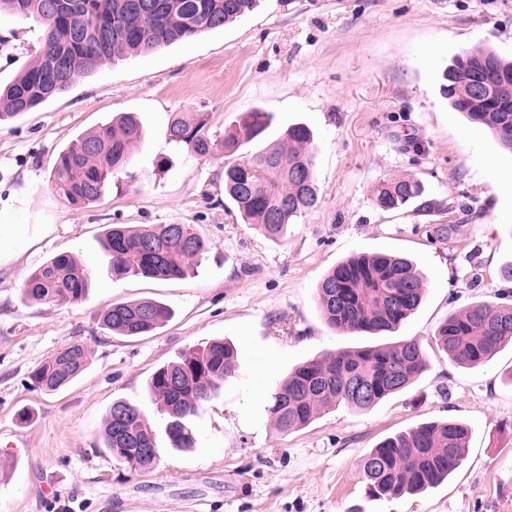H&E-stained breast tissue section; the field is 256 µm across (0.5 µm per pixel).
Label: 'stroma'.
Listing matches in <instances>:
<instances>
[{
    "label": "stroma",
    "instance_id": "obj_1",
    "mask_svg": "<svg viewBox=\"0 0 512 512\" xmlns=\"http://www.w3.org/2000/svg\"><path fill=\"white\" fill-rule=\"evenodd\" d=\"M31 16L0 13V84L41 47ZM512 59V0H257L224 28L127 56L66 93L0 124V223L20 225L30 248L0 266V512H512V345L486 364L449 362L435 340L448 314L477 301L512 305V153L454 111L440 91L453 59L474 47ZM259 108L272 123L253 152L307 125L317 152L316 207L284 239L244 223L224 196L223 153L202 158L168 140L178 112H202L211 133ZM131 114L143 140L103 196L83 207L50 187L59 152ZM407 176L423 194L395 212L374 190ZM451 224L448 237L435 233ZM112 224H191L207 251L185 277L113 279L99 246ZM410 258L426 296L394 332L343 334L323 321L316 285L362 253ZM84 261L79 303L32 304L29 275L53 256ZM152 299L171 320L154 334L101 329L111 304ZM417 340L427 370L406 390L361 411L340 404L282 433L271 391L297 365L341 347ZM233 342L239 368L192 424L191 450L173 449L167 414L147 383L187 348ZM84 344L89 366L48 394L30 372ZM138 405L160 462L142 474L103 449L113 402ZM471 430L469 453L438 487L392 499L367 496L364 455L384 438L433 420Z\"/></svg>",
    "mask_w": 512,
    "mask_h": 512
}]
</instances>
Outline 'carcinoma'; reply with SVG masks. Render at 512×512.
<instances>
[{"label":"carcinoma","instance_id":"1","mask_svg":"<svg viewBox=\"0 0 512 512\" xmlns=\"http://www.w3.org/2000/svg\"><path fill=\"white\" fill-rule=\"evenodd\" d=\"M255 0H0V12L34 16L44 25L40 51L31 65L0 86V122L37 110L73 83L116 57L152 53L176 42L233 22L252 10ZM481 72L487 84L512 82V61L477 47L455 57L442 74L450 106L472 123L488 128L512 153V98H478L471 76ZM272 115L261 109L241 113L223 137L208 135L207 115L179 113L169 126V141L207 157L237 153L262 135ZM142 138L131 115L112 120L62 150L51 175V188L70 205L98 199L112 175L125 168ZM316 153L311 130L289 127L280 142L224 165L226 196L247 224L280 238L291 221L318 202ZM422 188L402 176L381 182L376 205L397 210L420 197ZM110 256L112 278L129 275L156 280L179 279L198 262L205 241L191 224H160L130 229L114 224L101 242ZM91 285L86 265L56 255L31 273L23 295L36 303L83 300ZM426 289L413 261L384 253L356 254L333 267L316 286L315 299L325 323L342 333L391 332L421 305ZM172 317L153 300L115 303L101 315V326L120 336H145ZM437 341L457 366L485 364L512 341V305L470 304L451 313L437 330ZM89 350L69 345L30 373L32 385L47 393L67 386L88 363ZM427 363L418 342L340 348L297 365L269 397L268 412L281 432L300 430L327 407L344 403L368 410L405 390ZM238 370L233 344L208 342L158 368L148 391L168 414L166 433L174 448L193 444L190 427L212 397ZM103 448L118 462L139 472L159 464V448L139 407L112 404L105 418ZM469 430L447 420L424 422L384 439L362 459L368 493L396 497L436 487L465 459Z\"/></svg>","mask_w":512,"mask_h":512}]
</instances>
